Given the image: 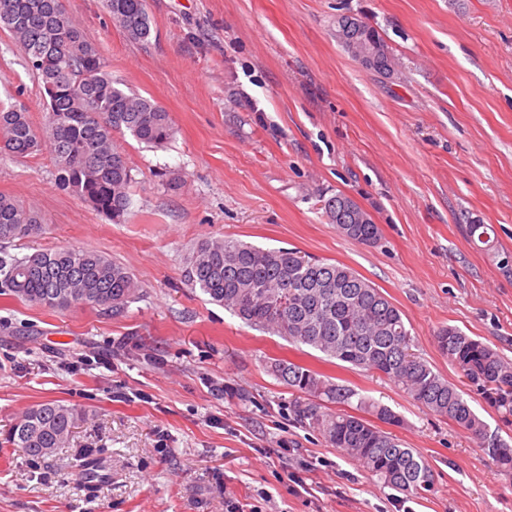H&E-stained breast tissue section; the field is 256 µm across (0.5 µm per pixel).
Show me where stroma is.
Returning <instances> with one entry per match:
<instances>
[{"label":"stroma","instance_id":"stroma-1","mask_svg":"<svg viewBox=\"0 0 512 512\" xmlns=\"http://www.w3.org/2000/svg\"><path fill=\"white\" fill-rule=\"evenodd\" d=\"M64 5L113 78L165 108L174 136L162 149L117 136L135 178L123 224L59 188L48 155L0 157V194L45 226L10 254L96 250L142 288L116 317L0 294V512H512V472L454 422L183 281L204 238L344 264L399 307L416 352L490 431L512 436L434 341L453 326L512 359V0H147L145 43L102 0ZM344 14L379 32L393 75L337 42ZM0 100L41 122L39 84L3 32ZM337 193L378 224L376 245L329 223L321 201ZM470 224L489 225V242ZM276 359L399 413L394 433L429 464L432 489L399 494L293 422L291 392L267 370ZM46 402L82 416L35 462L9 432ZM86 452L106 473L90 491L72 468Z\"/></svg>","mask_w":512,"mask_h":512}]
</instances>
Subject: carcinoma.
Segmentation results:
<instances>
[{
    "mask_svg": "<svg viewBox=\"0 0 512 512\" xmlns=\"http://www.w3.org/2000/svg\"><path fill=\"white\" fill-rule=\"evenodd\" d=\"M103 6L130 40L148 41L146 0H103ZM0 30L19 45L27 70L37 77L44 114L38 133L25 108L0 101V155L33 158L48 151L63 189L121 222L129 214L134 177L114 134L127 132L140 143L164 148L173 136L169 113L112 79L98 46L86 39L60 0H0ZM362 40L378 44L382 63L393 64L379 32L353 17L347 36L339 41L356 58ZM343 199L338 193L324 202L329 221L348 239L377 244L380 229L361 206L354 205L355 211L346 215L349 223H338L336 203ZM39 231L31 208L0 194L1 245ZM183 279L250 326L393 382L421 407L454 421L500 467L512 470V444L488 435L462 391L413 350L400 309L350 267L292 248L264 249L231 237L209 238L190 251ZM0 291L52 309L100 308L113 316L139 298V286L124 265L101 252L75 248L23 258L1 249ZM434 340L491 407L505 419L512 417V360L455 327L439 329ZM271 369L290 391L302 395L291 405L294 421L318 431L398 492L418 495L433 486L434 475L420 453L374 424L402 425L390 407L359 397L338 379L304 365L278 361ZM352 405L356 413L344 410ZM79 418L74 406L38 404L20 417L10 441L32 457H49L65 447Z\"/></svg>",
    "mask_w": 512,
    "mask_h": 512,
    "instance_id": "obj_1",
    "label": "carcinoma"
}]
</instances>
